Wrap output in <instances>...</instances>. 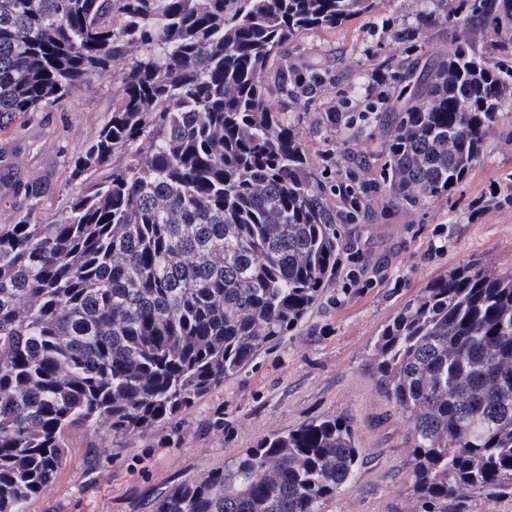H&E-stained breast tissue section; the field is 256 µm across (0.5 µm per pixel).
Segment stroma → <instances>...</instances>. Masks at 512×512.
<instances>
[{"mask_svg": "<svg viewBox=\"0 0 512 512\" xmlns=\"http://www.w3.org/2000/svg\"><path fill=\"white\" fill-rule=\"evenodd\" d=\"M461 0H376L373 9L332 30H307L288 46L291 73L321 75L316 99H292L303 140L326 188L368 184L357 219L338 218L340 249H362L374 284L349 283L338 269L307 320L224 380L186 413L135 434L107 435L84 427L67 438L66 462L28 501L25 512H151L173 485L224 467L269 434L322 416H349L364 463L323 512H410L403 491L409 473L406 425L387 415L367 374L373 344L387 319L428 281L476 261L512 271V100L484 146L481 161L449 195L410 207L395 204L381 173L398 110L421 70L460 40ZM389 83L367 91L371 71ZM119 87L117 71L94 76L88 88L0 126V224L18 215L14 181L40 182L47 195L32 217L57 221L80 191L68 161L108 120ZM342 123H324L327 106ZM335 156L334 167L322 157ZM442 230L443 253L425 257L426 242Z\"/></svg>", "mask_w": 512, "mask_h": 512, "instance_id": "35a3bbf8", "label": "stroma"}]
</instances>
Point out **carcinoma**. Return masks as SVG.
<instances>
[{
	"label": "carcinoma",
	"instance_id": "1",
	"mask_svg": "<svg viewBox=\"0 0 512 512\" xmlns=\"http://www.w3.org/2000/svg\"><path fill=\"white\" fill-rule=\"evenodd\" d=\"M374 0H0V119L121 65L112 112L68 162L84 184L52 224H0V512H24L76 427L174 418L300 325L336 274V205L286 99L322 80L278 64L301 32ZM463 31L512 0H464ZM512 66L455 43L388 117L386 181L414 206L474 169ZM375 389L407 424L415 512L512 499V273L430 280L374 343ZM364 463L353 422L272 433L152 512H321Z\"/></svg>",
	"mask_w": 512,
	"mask_h": 512
}]
</instances>
